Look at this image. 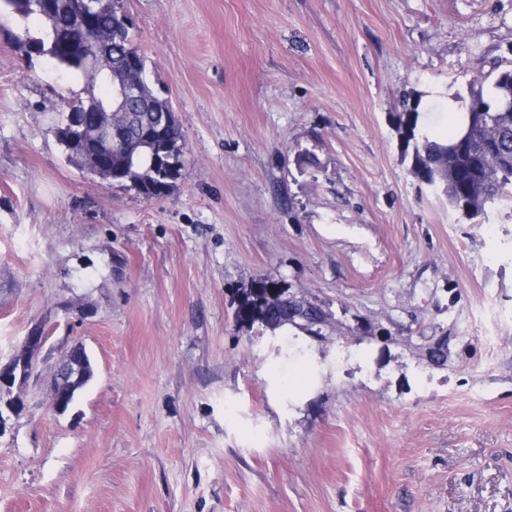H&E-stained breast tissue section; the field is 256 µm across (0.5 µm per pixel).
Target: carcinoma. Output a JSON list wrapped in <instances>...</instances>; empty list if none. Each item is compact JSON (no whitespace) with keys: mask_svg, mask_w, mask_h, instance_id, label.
Instances as JSON below:
<instances>
[{"mask_svg":"<svg viewBox=\"0 0 512 512\" xmlns=\"http://www.w3.org/2000/svg\"><path fill=\"white\" fill-rule=\"evenodd\" d=\"M4 6L28 17L40 15L38 0H3ZM85 0H67L66 9L46 19L49 31L43 37L28 38L37 51L53 50V58L61 65L87 74L101 86L106 85L98 71L103 52L117 57L127 51L139 59L142 73H147L146 59L135 45L129 28L120 16L107 8L97 19L96 30L87 36L93 47L92 56L80 58L61 49L77 37L69 23L70 12ZM422 96L406 92L397 101L399 124L406 134L401 136L405 148L412 149L413 171L422 180L438 186L448 207L462 212L470 220L488 216L492 206L512 194V67L496 65L485 75L474 78L468 87V103L457 117L451 137H442L421 116ZM82 102L60 113L58 136L66 143L67 125L72 114L86 112ZM154 117L152 112H138L131 118L120 112L110 120L128 128L127 140L113 145L112 171L105 174L117 182H128L147 198L165 195L181 176L177 168L166 182L159 178L162 164L161 142L142 139L140 127Z\"/></svg>","mask_w":512,"mask_h":512,"instance_id":"obj_1","label":"carcinoma"}]
</instances>
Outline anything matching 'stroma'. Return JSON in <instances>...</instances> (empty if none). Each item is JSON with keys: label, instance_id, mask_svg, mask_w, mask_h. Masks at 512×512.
Returning a JSON list of instances; mask_svg holds the SVG:
<instances>
[{"label": "stroma", "instance_id": "35a3bbf8", "mask_svg": "<svg viewBox=\"0 0 512 512\" xmlns=\"http://www.w3.org/2000/svg\"><path fill=\"white\" fill-rule=\"evenodd\" d=\"M116 6L181 124L156 199L70 163L59 113L91 87L0 11V360L47 336L0 512H512V200L450 210L394 108L421 92L446 129L448 98L512 65V0ZM262 279L328 309L325 340L240 324ZM78 342L95 374L60 415ZM88 352L82 344H76L60 351L54 363V379L50 399L55 407L58 390L79 381L83 377L85 357Z\"/></svg>", "mask_w": 512, "mask_h": 512}]
</instances>
